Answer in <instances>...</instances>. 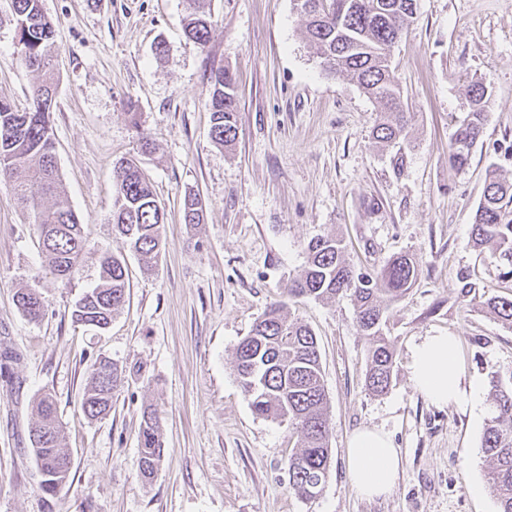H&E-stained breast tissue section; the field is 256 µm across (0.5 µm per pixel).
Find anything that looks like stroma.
I'll use <instances>...</instances> for the list:
<instances>
[{
	"label": "stroma",
	"instance_id": "1",
	"mask_svg": "<svg viewBox=\"0 0 512 512\" xmlns=\"http://www.w3.org/2000/svg\"><path fill=\"white\" fill-rule=\"evenodd\" d=\"M58 55L55 154L71 207L87 227L82 276L45 269L30 214L0 181V512H497L480 449L489 394L470 415L414 390L409 350L427 333L458 336L467 375L512 370V328L477 302L512 296V279L470 243L485 171L512 182V0H417L415 24L392 70L415 119L402 163L376 147L378 105L324 71L295 0H212L207 44L186 38L187 0H41ZM164 42L167 53L157 56ZM237 78L239 137H210V77ZM37 76L21 61L12 0H0V99L29 106ZM488 90L484 132L469 167L448 165L472 83ZM153 143L139 155L142 138ZM139 155L166 213L151 272L112 232L113 166ZM198 193L205 221H183ZM337 233L354 267L376 271L397 253L418 260L410 293L387 312L396 375L379 396L364 387L369 340L349 299L289 297L307 244ZM126 257L130 297L103 330L72 320L98 253ZM471 296L461 293L460 274ZM33 286L45 312L26 318L16 293ZM283 304L314 331L329 398L332 463L320 495L288 487L298 445L288 423L256 416L235 371L255 320ZM122 372L108 416L81 398L96 359ZM54 397L72 468L56 496L42 487L29 430L35 402ZM161 419L164 458L138 475L144 406ZM389 435L400 456L391 493L360 496L346 448L360 427ZM480 494H472V487Z\"/></svg>",
	"mask_w": 512,
	"mask_h": 512
}]
</instances>
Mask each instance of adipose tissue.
<instances>
[{
    "mask_svg": "<svg viewBox=\"0 0 512 512\" xmlns=\"http://www.w3.org/2000/svg\"><path fill=\"white\" fill-rule=\"evenodd\" d=\"M408 369L413 388L436 407L466 412L480 403L483 384L467 377L456 336L432 332L420 337L410 350ZM399 469L400 457L386 433L361 427L350 435L346 470L360 495L373 499L388 494Z\"/></svg>",
    "mask_w": 512,
    "mask_h": 512,
    "instance_id": "ef3b65f1",
    "label": "adipose tissue"
}]
</instances>
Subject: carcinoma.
Instances as JSON below:
<instances>
[{
	"mask_svg": "<svg viewBox=\"0 0 512 512\" xmlns=\"http://www.w3.org/2000/svg\"><path fill=\"white\" fill-rule=\"evenodd\" d=\"M304 2L309 4L301 11L305 37L316 48L323 69L350 77L379 103L381 111L372 130L373 139L383 148L401 147L407 140L413 113L405 110L391 58L415 22L416 0ZM12 8L22 61L42 79L32 88L28 110L19 112L0 100V177H17V201L33 215L46 266L69 284L79 274L88 239L84 224L66 198L54 152V29L40 0H12ZM212 26L211 0H190L187 36L204 44ZM211 82L210 137L216 145L229 148L238 138L236 77L227 69H219ZM468 97L469 110L448 151V165L456 170L469 165L486 121L487 90L474 83ZM114 179L112 228L138 260L150 267L161 252L164 210L135 160L120 159ZM183 212L185 223H203L204 206L198 194H185ZM471 242L478 249H489L503 276L512 278V183L494 170L486 174ZM307 252V262L291 280L288 296L318 301L349 298L357 327L370 340L365 385L375 395L385 393L393 381L396 363L395 347L384 332L386 312L416 284L417 261L409 254H399L375 273L358 272L346 258L343 240L335 234L310 240ZM128 290L125 258L109 251L101 253L94 284L75 303L74 322L91 327L109 324L125 306ZM16 298L28 319L42 317L44 303L37 289L22 288ZM482 305L512 326V297H492ZM235 368L255 415L286 421L300 435V448L288 458L289 490L300 499H312L315 487L325 483L331 463L328 398L313 331L301 320L285 315L283 305L273 304L237 345ZM121 381L116 364L105 358L97 360L81 401L85 416L97 419L108 415ZM489 386L492 413L480 448L489 459L488 483L498 512H512V370L491 375ZM138 440L139 476L149 480L164 451L156 411L143 412ZM30 441L43 475L42 488L55 495L66 484L72 460L62 446L63 427L56 402L48 394L36 401Z\"/></svg>",
	"mask_w": 512,
	"mask_h": 512,
	"instance_id": "1",
	"label": "carcinoma"
}]
</instances>
